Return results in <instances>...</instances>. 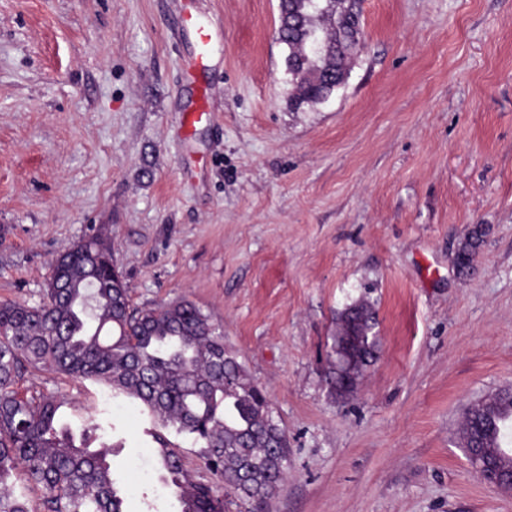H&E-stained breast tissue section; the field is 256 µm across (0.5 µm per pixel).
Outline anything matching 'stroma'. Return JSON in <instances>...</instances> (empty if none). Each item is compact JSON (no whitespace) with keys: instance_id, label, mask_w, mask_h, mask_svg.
<instances>
[{"instance_id":"1","label":"stroma","mask_w":512,"mask_h":512,"mask_svg":"<svg viewBox=\"0 0 512 512\" xmlns=\"http://www.w3.org/2000/svg\"><path fill=\"white\" fill-rule=\"evenodd\" d=\"M192 6L224 43L186 136L173 0H0V300L38 303L59 252L107 238L134 305L198 306L279 415L291 470L266 512H512L460 442L512 387V0H360L347 79L298 110L278 0ZM361 299L377 360L339 403L327 353ZM21 385L110 419L126 512H179L134 403L47 369ZM215 89L208 85L197 82L186 101L179 96L170 103V111L179 112L182 116V126L186 134H189L195 123L209 108L215 96ZM191 96V98H190Z\"/></svg>"}]
</instances>
